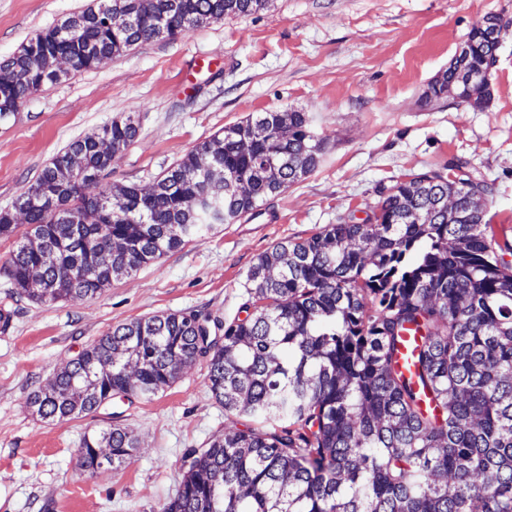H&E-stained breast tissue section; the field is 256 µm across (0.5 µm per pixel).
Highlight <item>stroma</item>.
Returning a JSON list of instances; mask_svg holds the SVG:
<instances>
[{
  "instance_id": "stroma-1",
  "label": "stroma",
  "mask_w": 512,
  "mask_h": 512,
  "mask_svg": "<svg viewBox=\"0 0 512 512\" xmlns=\"http://www.w3.org/2000/svg\"><path fill=\"white\" fill-rule=\"evenodd\" d=\"M89 0H0V58ZM509 23L490 76V103H426L472 24ZM299 110L325 150L318 169L159 263L113 281L93 298L54 304L11 294L0 272V512H160L181 481V460L224 432L205 362L134 402L47 422L27 396L118 325L174 312L229 324L247 315L248 274L278 242L310 237L339 218H366L411 173L447 172L462 160L492 188L487 216L512 241V0H268L245 17L209 21L173 40L137 46L27 97L0 120V209L12 206L71 141L135 115L139 134L105 182L152 184L198 142L267 111ZM132 431L124 465L94 475L77 466L83 435Z\"/></svg>"
}]
</instances>
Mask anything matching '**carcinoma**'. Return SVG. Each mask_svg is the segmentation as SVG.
I'll return each mask as SVG.
<instances>
[{"mask_svg":"<svg viewBox=\"0 0 512 512\" xmlns=\"http://www.w3.org/2000/svg\"><path fill=\"white\" fill-rule=\"evenodd\" d=\"M268 0H94L0 59V104L60 82L58 55L73 70L134 46L242 17ZM468 33L467 72L497 52ZM457 65L428 85L448 96ZM133 116L101 130L112 150L137 138ZM323 142L304 112H259L190 149L150 189L112 188L98 142L72 141L10 209L0 238L28 230L3 265L20 297L57 303L94 297L112 281L158 262L220 224H235L320 165ZM408 175L379 191L363 222L328 224L285 240L249 271L253 310L216 336L194 312L119 325L56 372L27 404L45 420L88 414L112 396L150 398L203 360L209 390L231 421L224 435L184 456L176 495L160 512H512V243L496 238L483 180ZM105 251L108 260L97 263ZM421 336L413 369L398 365L402 336ZM133 456L120 426L83 437L80 469Z\"/></svg>","mask_w":512,"mask_h":512,"instance_id":"obj_1","label":"carcinoma"}]
</instances>
